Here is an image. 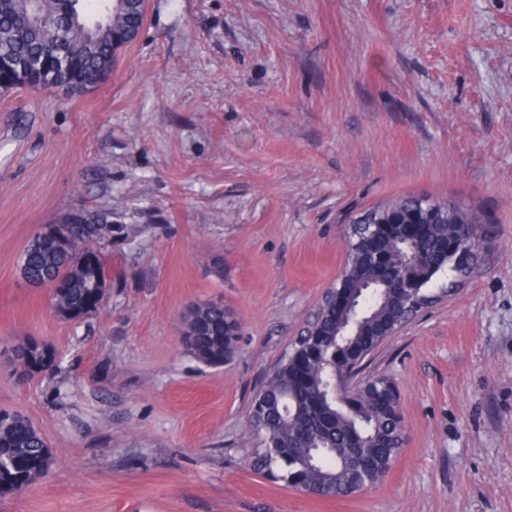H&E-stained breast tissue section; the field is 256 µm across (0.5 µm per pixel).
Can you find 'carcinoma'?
<instances>
[{
	"mask_svg": "<svg viewBox=\"0 0 512 512\" xmlns=\"http://www.w3.org/2000/svg\"><path fill=\"white\" fill-rule=\"evenodd\" d=\"M23 0H4L0 4V52L4 48L17 55H34L53 61L70 46L73 65L58 67L54 82L68 83L78 73L87 84H95L100 75L101 60H115L125 46L119 39L125 27L124 16L109 10L104 16L98 36L92 41L93 51H83L81 41L88 39L84 28L72 23L70 14L80 12L71 0H39L40 8L50 14L56 32L36 28ZM450 208L446 202L405 197L369 211L375 218L389 213L430 211ZM71 236L77 250L59 249L55 241L31 238L21 264V276L33 281L61 282L51 294V306L64 320H78L98 312L87 307L93 292L91 274L79 267L80 260L90 254L99 260L110 244L111 225L71 224ZM448 231L446 224H434L430 233L416 244V259L395 268L374 270L360 265L346 278L344 288L351 295L361 294L365 307L360 315L348 318L343 310L330 309L322 314L316 339L319 356L308 363L305 378H295L294 365L284 355L268 381L255 394L252 402L258 411L248 415V425L259 439L260 448L252 467L273 482H282L305 493L321 497H347L377 483L400 453L403 439L401 421L383 409L378 398L386 388L381 377L370 378L355 395L359 411L353 412L330 402L320 408L314 399L331 387L334 377L343 375L330 358L336 346L357 352L367 358L378 346L379 325L398 313L402 300L393 288L400 276L423 278L429 283L445 266L438 251L439 237ZM229 314L218 303L192 307L184 316V340L188 350L200 362L219 365L234 350L236 335L224 333ZM43 360L39 344L27 343L16 351L22 379L38 376L33 371ZM53 464V456L42 432L24 415L4 411L0 417V495L9 494L42 478Z\"/></svg>",
	"mask_w": 512,
	"mask_h": 512,
	"instance_id": "1",
	"label": "carcinoma"
}]
</instances>
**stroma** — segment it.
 <instances>
[{"label": "stroma", "instance_id": "obj_1", "mask_svg": "<svg viewBox=\"0 0 512 512\" xmlns=\"http://www.w3.org/2000/svg\"><path fill=\"white\" fill-rule=\"evenodd\" d=\"M408 195L488 235L459 291L366 360L407 445L350 497L271 482L251 399L351 221ZM77 207L112 215L110 288L64 321L19 266ZM206 302L239 322L217 366L184 344ZM34 340L56 366L23 382ZM0 409L54 457L0 512H512V0H148L104 84L0 96Z\"/></svg>", "mask_w": 512, "mask_h": 512}]
</instances>
